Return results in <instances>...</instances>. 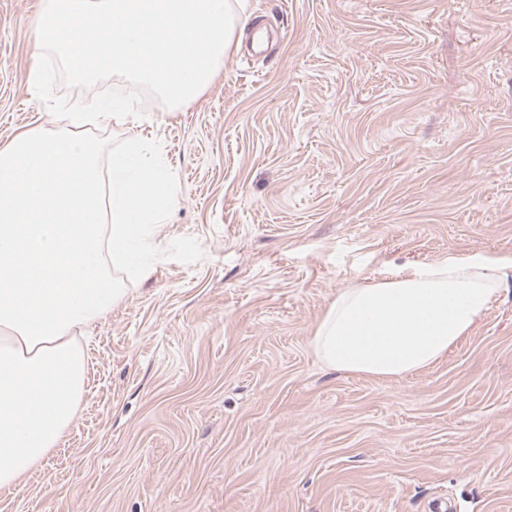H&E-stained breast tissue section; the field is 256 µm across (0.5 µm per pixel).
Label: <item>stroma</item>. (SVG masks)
Listing matches in <instances>:
<instances>
[{
    "mask_svg": "<svg viewBox=\"0 0 512 512\" xmlns=\"http://www.w3.org/2000/svg\"><path fill=\"white\" fill-rule=\"evenodd\" d=\"M0 0V145L65 123ZM191 105L140 111L178 180L150 276L91 325L81 412L0 512H512V275L410 377L325 369L339 289L512 266V0H243ZM135 128H90L109 159Z\"/></svg>",
    "mask_w": 512,
    "mask_h": 512,
    "instance_id": "obj_1",
    "label": "stroma"
}]
</instances>
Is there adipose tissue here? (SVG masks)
Returning a JSON list of instances; mask_svg holds the SVG:
<instances>
[{"label":"adipose tissue","instance_id":"ef3b65f1","mask_svg":"<svg viewBox=\"0 0 512 512\" xmlns=\"http://www.w3.org/2000/svg\"><path fill=\"white\" fill-rule=\"evenodd\" d=\"M126 98L71 112L68 130L19 132L0 146V492L21 489L77 418L90 323L123 296L108 274L150 275L152 214L174 202L167 164L126 140L108 168L81 137L126 123ZM504 266L454 257L340 289L311 338L327 368L371 378L416 374L486 314Z\"/></svg>","mask_w":512,"mask_h":512}]
</instances>
